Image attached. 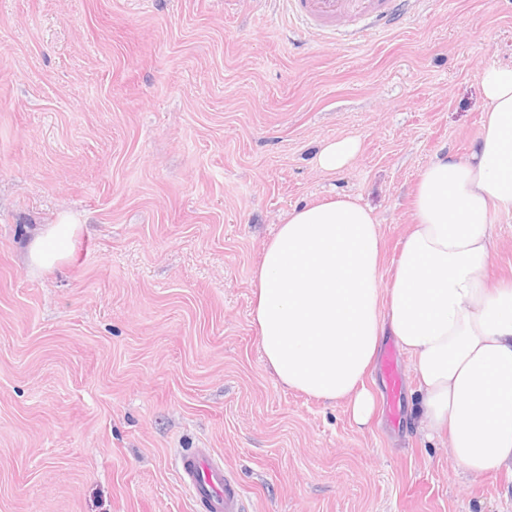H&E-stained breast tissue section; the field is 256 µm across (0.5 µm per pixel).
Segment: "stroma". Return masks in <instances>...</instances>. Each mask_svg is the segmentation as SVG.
I'll return each instance as SVG.
<instances>
[{"mask_svg":"<svg viewBox=\"0 0 512 512\" xmlns=\"http://www.w3.org/2000/svg\"><path fill=\"white\" fill-rule=\"evenodd\" d=\"M512 0H418L331 44L282 0H0V512H196L210 448L245 512H512V476L280 385L252 272L289 210L370 205L388 276L420 170L482 131ZM356 137L337 172L316 157ZM73 251L33 269L35 228ZM73 219L61 216L56 224H49L34 235L27 245V255L33 268H47L65 261L76 230Z\"/></svg>","mask_w":512,"mask_h":512,"instance_id":"35a3bbf8","label":"stroma"}]
</instances>
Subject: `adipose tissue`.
I'll return each instance as SVG.
<instances>
[{
	"mask_svg": "<svg viewBox=\"0 0 512 512\" xmlns=\"http://www.w3.org/2000/svg\"><path fill=\"white\" fill-rule=\"evenodd\" d=\"M480 84L483 131L467 155L421 169L388 283L372 209L339 194L279 224L253 273L251 311L279 382L347 401L360 425L377 412L366 378L393 336L415 372L418 431L474 477L512 474V277L486 275L496 220L512 217V66L484 65ZM75 230L64 215L35 234L31 267L65 261Z\"/></svg>",
	"mask_w": 512,
	"mask_h": 512,
	"instance_id": "1",
	"label": "adipose tissue"
}]
</instances>
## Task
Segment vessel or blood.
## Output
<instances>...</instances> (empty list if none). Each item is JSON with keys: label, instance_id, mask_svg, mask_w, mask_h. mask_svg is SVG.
Wrapping results in <instances>:
<instances>
[{"label": "vessel or blood", "instance_id": "vessel-or-blood-1", "mask_svg": "<svg viewBox=\"0 0 512 512\" xmlns=\"http://www.w3.org/2000/svg\"><path fill=\"white\" fill-rule=\"evenodd\" d=\"M288 20L319 29L326 40L336 33L358 40L385 33L408 12L412 0H285ZM379 370L384 382L388 417L398 421L402 379L400 358L393 346H385ZM178 479L203 512H243L239 484L205 448H196L179 461Z\"/></svg>", "mask_w": 512, "mask_h": 512}]
</instances>
